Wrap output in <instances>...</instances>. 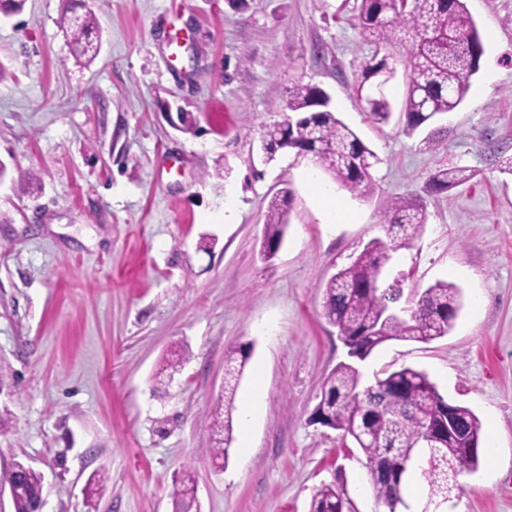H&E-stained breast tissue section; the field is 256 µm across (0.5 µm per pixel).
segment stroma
Instances as JSON below:
<instances>
[{"label":"stroma","mask_w":512,"mask_h":512,"mask_svg":"<svg viewBox=\"0 0 512 512\" xmlns=\"http://www.w3.org/2000/svg\"><path fill=\"white\" fill-rule=\"evenodd\" d=\"M98 56L77 63L58 21L67 0L0 16V512L4 475L43 476L42 512H173L183 470L200 512H309L345 476L348 512H385L362 454L311 423L324 377L347 358L322 316L321 284L385 234L391 197L421 192L439 165L473 178L425 197L422 235L393 254L405 294L439 280L462 307L448 335L391 341L370 369L425 371L481 424L482 456L459 512H512V0H465L485 53L466 100L405 135L356 101L372 47L356 0H87ZM324 89L373 150L376 190L357 197L310 160L267 158L288 90ZM293 191L272 260L261 255L271 197ZM353 221L326 223L318 191ZM249 358L236 396L263 369L267 398L242 451L241 420L216 468L209 410L224 350ZM185 360L173 381L159 369ZM104 476L87 500L91 477Z\"/></svg>","instance_id":"1"}]
</instances>
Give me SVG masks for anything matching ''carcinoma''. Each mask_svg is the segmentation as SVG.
<instances>
[{"mask_svg":"<svg viewBox=\"0 0 512 512\" xmlns=\"http://www.w3.org/2000/svg\"><path fill=\"white\" fill-rule=\"evenodd\" d=\"M357 20L362 35L375 51L360 63L357 96L368 116L387 124L394 109L386 94L368 88L373 79L395 73L390 55L380 54L409 38L406 93L400 122L412 135L437 118L455 111L464 101L470 79L480 68L484 47L465 0H357ZM61 27L69 36L77 58L93 60L91 13L65 10ZM289 120L265 131L268 145L309 157L330 174L337 184L364 196L374 189L377 155L328 107L324 90L317 85L296 84L288 90ZM474 173L465 167L438 166L428 176L423 192L440 195L468 182ZM291 190L279 192L265 217L262 251L268 256L279 250L288 227ZM427 221L426 209L416 195L393 197L383 212L385 237L368 241L349 265L339 269L321 288L323 317L336 327L342 340L363 357L392 340L428 343L448 335L461 308V290L438 281L426 288L406 316H388L390 305L399 302L391 287L383 286L381 269L387 254L406 247L420 236ZM245 347L225 352L224 389L211 410L213 444L211 457L228 459L233 434L234 399L246 364ZM320 423L351 439L366 459L368 481L387 512L409 509L403 477L415 473L428 496L439 500L448 485L480 465L481 426L472 410L452 404L438 391L428 374L412 367L384 370L365 382L358 364L339 363L321 387L316 406ZM430 437L416 463H411V445ZM14 486L16 512H37L42 501L41 473L22 462L13 463L6 476ZM196 495L195 480L185 470L173 500V510L183 512ZM344 490L324 483L312 496L310 512H345Z\"/></svg>","mask_w":512,"mask_h":512,"instance_id":"1","label":"carcinoma"}]
</instances>
